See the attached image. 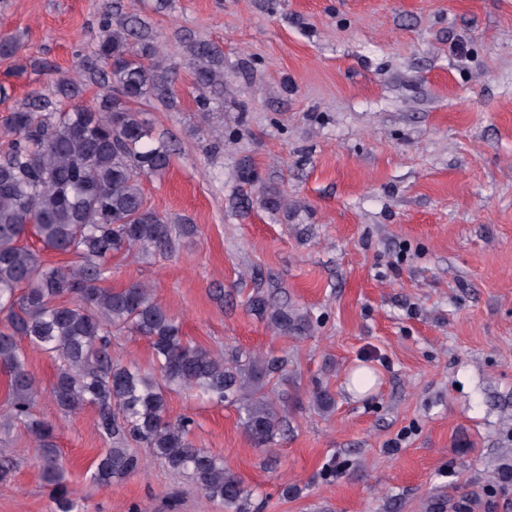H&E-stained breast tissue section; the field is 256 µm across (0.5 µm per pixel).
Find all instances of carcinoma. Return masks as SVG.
Returning <instances> with one entry per match:
<instances>
[{"label":"carcinoma","mask_w":512,"mask_h":512,"mask_svg":"<svg viewBox=\"0 0 512 512\" xmlns=\"http://www.w3.org/2000/svg\"><path fill=\"white\" fill-rule=\"evenodd\" d=\"M194 76L204 91L224 83L220 54L205 43L192 49ZM82 66L109 94L80 103L81 84L56 79L52 91L35 92L0 127V369L8 375L10 408L0 430L21 423L41 451L42 477L53 491L55 512H76L67 463L56 452L55 430L31 417L38 392L25 348L52 355L56 378L50 394L65 414L89 407L110 447L98 457L93 479L108 485L144 467L129 448L135 442L169 470L186 475L224 512H247L248 494L224 461L190 438L193 420L171 421L167 393L197 391L218 404H239L254 446L263 448L282 430L285 398L267 390L284 361L239 353L217 357L185 341L179 326L150 291L138 285L106 288L112 256L138 249L167 250L172 228L146 205L140 183L170 162L164 141L139 105L151 99L176 105L173 76L152 31L135 12L117 21L105 14L99 36ZM73 102L68 112L62 110ZM47 249L75 257L66 268L49 265L21 244L27 229ZM255 311L270 314L282 333L305 329V319L269 311L256 296ZM134 333L152 347L158 374H143L112 356V336Z\"/></svg>","instance_id":"cac0c4a2"}]
</instances>
